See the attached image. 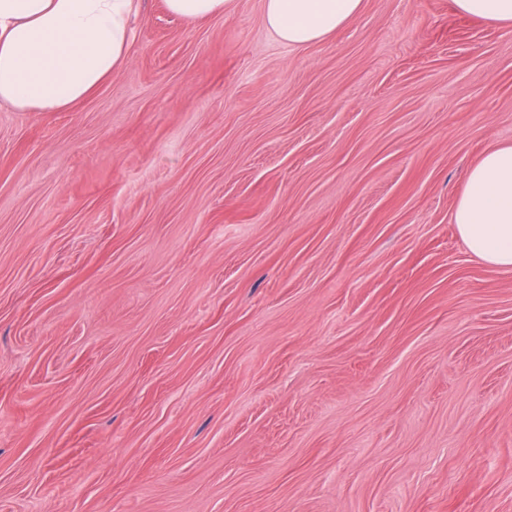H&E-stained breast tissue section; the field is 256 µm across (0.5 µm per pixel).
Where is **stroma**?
<instances>
[{"label":"stroma","instance_id":"obj_1","mask_svg":"<svg viewBox=\"0 0 512 512\" xmlns=\"http://www.w3.org/2000/svg\"><path fill=\"white\" fill-rule=\"evenodd\" d=\"M131 30L74 108L0 104V512H512V272L449 221L512 25Z\"/></svg>","mask_w":512,"mask_h":512}]
</instances>
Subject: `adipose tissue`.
I'll use <instances>...</instances> for the list:
<instances>
[{
    "mask_svg": "<svg viewBox=\"0 0 512 512\" xmlns=\"http://www.w3.org/2000/svg\"><path fill=\"white\" fill-rule=\"evenodd\" d=\"M142 0H0V103L62 112L126 64ZM363 0H262L264 25L288 47L323 42L355 20ZM467 251L512 270V145L470 167L450 216Z\"/></svg>",
    "mask_w": 512,
    "mask_h": 512,
    "instance_id": "obj_1",
    "label": "adipose tissue"
}]
</instances>
